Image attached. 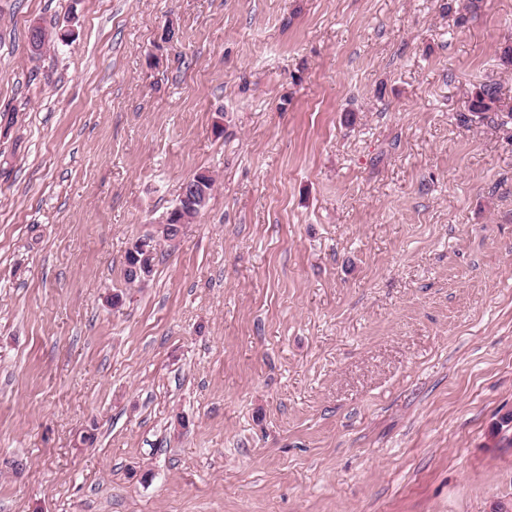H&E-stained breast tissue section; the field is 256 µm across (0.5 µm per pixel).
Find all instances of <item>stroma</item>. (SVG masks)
I'll use <instances>...</instances> for the list:
<instances>
[{
  "instance_id": "1",
  "label": "stroma",
  "mask_w": 512,
  "mask_h": 512,
  "mask_svg": "<svg viewBox=\"0 0 512 512\" xmlns=\"http://www.w3.org/2000/svg\"><path fill=\"white\" fill-rule=\"evenodd\" d=\"M448 3L0 0V512H512V0ZM499 100V89L495 84L480 86L469 100V115H464L461 121L464 124L471 123L476 119L485 118L487 112H496ZM131 251L135 252L136 259L140 262L141 267L145 268L147 265L152 263V259L155 256L154 243L152 238H139L136 239L129 248ZM131 251H127L125 258V270L124 275L127 282L131 283L133 281H139L140 279H146L149 277L154 269V264L152 268L147 272V276L143 275L142 271H135L136 259Z\"/></svg>"
}]
</instances>
